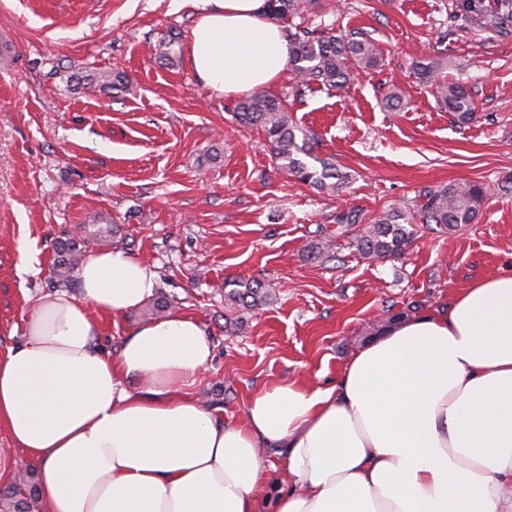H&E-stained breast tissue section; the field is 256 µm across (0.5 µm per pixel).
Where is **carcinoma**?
I'll list each match as a JSON object with an SVG mask.
<instances>
[{
    "mask_svg": "<svg viewBox=\"0 0 512 512\" xmlns=\"http://www.w3.org/2000/svg\"><path fill=\"white\" fill-rule=\"evenodd\" d=\"M301 9V0H272V12L285 17ZM455 17L480 29L512 33V0H456ZM290 47L289 65L298 86L321 90L343 89L357 70L375 67L380 60L376 44L334 31L298 28L287 34ZM447 64L440 58H428L418 63V74L429 84L439 104L452 112L458 122L467 123L476 112V103L467 87L444 75ZM78 82L102 89L129 90V81L121 71L87 74ZM235 116L245 126L261 128L271 147L272 161L282 170L320 189H336L348 180L328 160L313 157L307 141H297L302 129L287 112L284 101L264 92H255L236 106ZM314 158L320 168L304 162L300 155ZM487 191L472 181L454 183L437 189H427L419 199L393 207L372 219L358 209L336 213L334 223L348 228L353 234L351 244L369 259L396 257L405 253L416 234L415 226L439 224L450 230L476 221L486 200ZM365 225L364 230L355 227ZM82 261L81 250L72 241L59 244L53 273L58 284H66ZM225 299L233 306L256 308L266 303L263 286L249 281L232 280ZM38 496L36 485L26 476L14 482L0 494V512H35Z\"/></svg>",
    "mask_w": 512,
    "mask_h": 512,
    "instance_id": "carcinoma-1",
    "label": "carcinoma"
}]
</instances>
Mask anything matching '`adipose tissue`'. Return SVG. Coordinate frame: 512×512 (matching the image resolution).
<instances>
[{
    "label": "adipose tissue",
    "instance_id": "1",
    "mask_svg": "<svg viewBox=\"0 0 512 512\" xmlns=\"http://www.w3.org/2000/svg\"><path fill=\"white\" fill-rule=\"evenodd\" d=\"M189 54L232 97L279 77L289 46L269 0H204ZM77 279L0 358V424L37 464L40 512H512V273L388 326L331 387L263 384L234 422L191 395L214 356L192 317L96 347L95 313L152 298L153 267L114 246Z\"/></svg>",
    "mask_w": 512,
    "mask_h": 512
}]
</instances>
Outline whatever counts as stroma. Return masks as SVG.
<instances>
[{"label":"stroma","mask_w":512,"mask_h":512,"mask_svg":"<svg viewBox=\"0 0 512 512\" xmlns=\"http://www.w3.org/2000/svg\"><path fill=\"white\" fill-rule=\"evenodd\" d=\"M198 6L172 0H0V355L57 290L59 242L96 251L76 226H111L159 274L157 299L196 318L214 344L194 396L225 419L273 380L333 384L393 322L447 307L478 277L512 272V35L454 16L453 0H318L306 27L357 31L382 53L346 90L296 94L292 72L268 86L288 99L313 154L347 173L331 191L276 168L236 98L211 93L189 60ZM441 56L477 103L461 124L415 66ZM120 69L133 90L90 91L77 78ZM404 96L386 108L391 87ZM477 181V223L420 224L406 253L360 256L333 217L373 216L425 189ZM333 238L330 260L310 245ZM259 280L271 298L234 308L225 282Z\"/></svg>","instance_id":"1"}]
</instances>
